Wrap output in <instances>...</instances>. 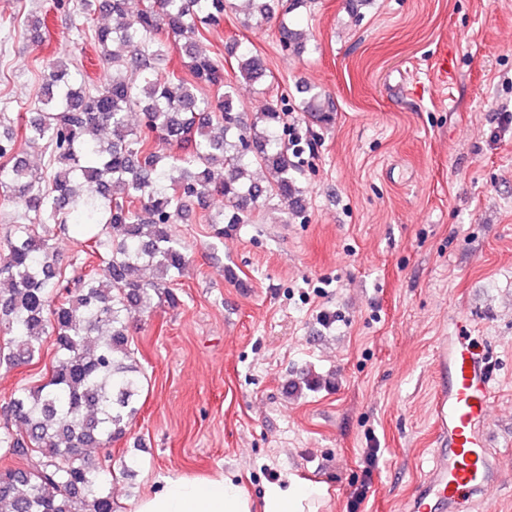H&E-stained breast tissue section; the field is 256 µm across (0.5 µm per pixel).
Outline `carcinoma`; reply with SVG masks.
<instances>
[{
  "mask_svg": "<svg viewBox=\"0 0 512 512\" xmlns=\"http://www.w3.org/2000/svg\"><path fill=\"white\" fill-rule=\"evenodd\" d=\"M299 0H247L256 21L277 22L281 46L304 34L285 17ZM106 68L92 84L81 66L50 63L40 107L23 125L47 156L33 168L15 154L16 127L0 121V194L17 205L0 247V365L55 356L47 378L16 387L0 405V512H116L112 443L138 415L147 381L132 349V312L171 307V288L188 262L174 226L194 209H224L208 223L244 224L272 201L300 213L303 190L282 135L288 109L270 105L247 119L235 107L224 68L201 47L229 0H80ZM180 49L188 75L168 68ZM242 80L263 76L250 50L237 57ZM300 111L320 124L333 109L306 89ZM138 111V120L130 114ZM87 234L68 265L45 235L51 225ZM89 448H102L93 459Z\"/></svg>",
  "mask_w": 512,
  "mask_h": 512,
  "instance_id": "carcinoma-1",
  "label": "carcinoma"
}]
</instances>
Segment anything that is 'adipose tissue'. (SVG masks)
<instances>
[{
	"instance_id": "ef3b65f1",
	"label": "adipose tissue",
	"mask_w": 512,
	"mask_h": 512,
	"mask_svg": "<svg viewBox=\"0 0 512 512\" xmlns=\"http://www.w3.org/2000/svg\"><path fill=\"white\" fill-rule=\"evenodd\" d=\"M326 488L291 477L266 489L254 503L235 478L173 476L160 490L141 498L135 512H317Z\"/></svg>"
}]
</instances>
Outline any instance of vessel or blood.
<instances>
[{"label": "vessel or blood", "mask_w": 512, "mask_h": 512, "mask_svg": "<svg viewBox=\"0 0 512 512\" xmlns=\"http://www.w3.org/2000/svg\"><path fill=\"white\" fill-rule=\"evenodd\" d=\"M442 379L434 414V465L409 500L408 512H458L498 481L489 459L492 375L484 353L466 336L441 337L435 353Z\"/></svg>", "instance_id": "vessel-or-blood-1"}]
</instances>
